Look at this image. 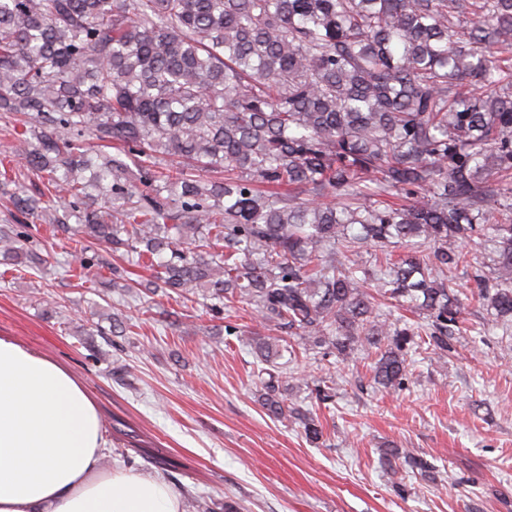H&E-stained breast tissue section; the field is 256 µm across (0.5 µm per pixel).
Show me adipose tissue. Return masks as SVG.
Instances as JSON below:
<instances>
[{
  "label": "adipose tissue",
  "mask_w": 512,
  "mask_h": 512,
  "mask_svg": "<svg viewBox=\"0 0 512 512\" xmlns=\"http://www.w3.org/2000/svg\"><path fill=\"white\" fill-rule=\"evenodd\" d=\"M98 408L65 366L0 337V512H182L160 476L101 466Z\"/></svg>",
  "instance_id": "adipose-tissue-1"
}]
</instances>
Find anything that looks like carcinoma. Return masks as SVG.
Listing matches in <instances>:
<instances>
[{"label": "carcinoma", "instance_id": "cac0c4a2", "mask_svg": "<svg viewBox=\"0 0 512 512\" xmlns=\"http://www.w3.org/2000/svg\"><path fill=\"white\" fill-rule=\"evenodd\" d=\"M0 115L24 117L13 154L42 179L13 206L85 275L108 251L148 260L156 289L245 303L343 362L373 352L395 389L414 347L452 352L448 272L481 236L475 297L512 324V0H0ZM39 247L0 226V265ZM261 404L322 436L274 383Z\"/></svg>", "mask_w": 512, "mask_h": 512}]
</instances>
